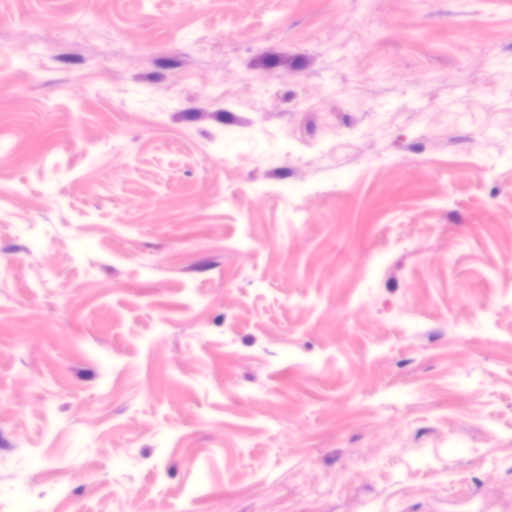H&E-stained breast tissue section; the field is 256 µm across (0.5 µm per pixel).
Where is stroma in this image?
<instances>
[{
    "mask_svg": "<svg viewBox=\"0 0 512 512\" xmlns=\"http://www.w3.org/2000/svg\"><path fill=\"white\" fill-rule=\"evenodd\" d=\"M512 512V0H0V501Z\"/></svg>",
    "mask_w": 512,
    "mask_h": 512,
    "instance_id": "1",
    "label": "stroma"
}]
</instances>
